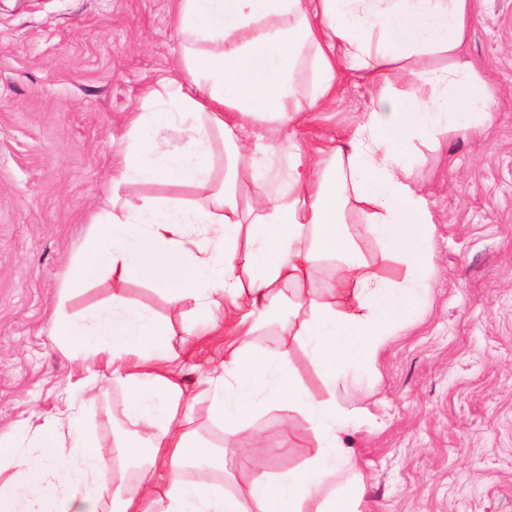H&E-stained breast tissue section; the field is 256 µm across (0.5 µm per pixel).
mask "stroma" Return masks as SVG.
Segmentation results:
<instances>
[{
    "instance_id": "35a3bbf8",
    "label": "stroma",
    "mask_w": 512,
    "mask_h": 512,
    "mask_svg": "<svg viewBox=\"0 0 512 512\" xmlns=\"http://www.w3.org/2000/svg\"><path fill=\"white\" fill-rule=\"evenodd\" d=\"M176 0H0V436L17 439L77 381L50 320L90 224L108 210L122 136L143 92L179 57ZM459 50L497 90L484 135L420 139L405 157L429 191L430 283L408 323L387 336L373 367L336 400L356 422L343 434L363 481L361 512H512V0H476ZM368 94L342 82L336 102L298 132L305 145L338 138ZM136 304L170 320L189 387L211 374L231 339L194 336L184 308L144 283ZM123 395L87 403L83 424L102 456L122 421ZM247 466L227 486L302 464L306 423L260 411ZM287 452H280V444Z\"/></svg>"
}]
</instances>
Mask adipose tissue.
I'll list each match as a JSON object with an SVG mask.
<instances>
[{
  "mask_svg": "<svg viewBox=\"0 0 512 512\" xmlns=\"http://www.w3.org/2000/svg\"><path fill=\"white\" fill-rule=\"evenodd\" d=\"M474 18L473 0H177L183 37L178 76L148 90L125 133L122 168L112 177L111 208L90 228L91 243L73 263L69 290L98 275L115 282L109 301L53 322L61 350L78 361L81 393L104 386L124 395V429L113 443L116 466L97 451L81 403L66 390L33 432L42 450L0 445V512H359L360 490H329L353 456L341 435L352 425L337 387L372 365L392 329L427 286L431 252L428 198L402 158L414 139L449 128L488 129L492 87L455 55ZM430 54L440 70L410 67ZM352 76L369 106L336 143L303 149L297 139L310 112L329 105L336 81ZM407 92L394 94V83ZM434 93L420 97L422 85ZM264 168L245 163L246 127ZM187 132L174 151L156 153L161 129ZM224 144V179L212 174L211 142ZM248 194H240L241 177ZM131 181L202 189L191 206L131 200ZM356 211L360 234L347 227ZM373 239L381 266L361 259L357 238ZM344 263L337 292L317 294L321 261ZM147 283L173 305L190 304L197 335L223 329L234 343L220 374L189 392L175 372L168 324L134 306L123 285ZM278 326L281 340L258 347L249 337ZM300 346L326 392L315 397L292 367ZM210 398L225 437L247 429L261 408L283 405L304 417L309 452L277 476L258 474L240 490L199 478L194 468L226 458L188 429L189 402Z\"/></svg>",
  "mask_w": 512,
  "mask_h": 512,
  "instance_id": "obj_1",
  "label": "adipose tissue"
}]
</instances>
